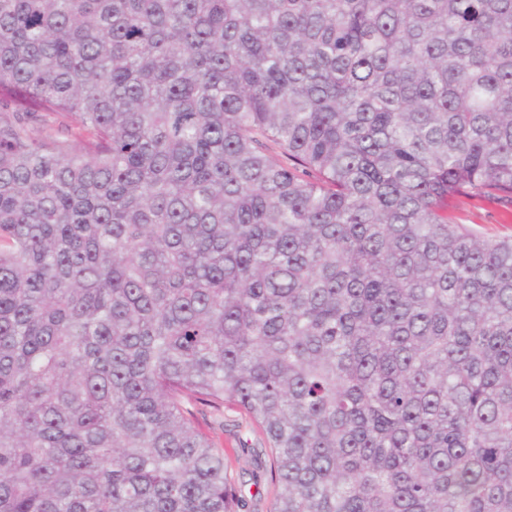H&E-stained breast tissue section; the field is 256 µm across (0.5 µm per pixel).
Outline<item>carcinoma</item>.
<instances>
[{"mask_svg":"<svg viewBox=\"0 0 512 512\" xmlns=\"http://www.w3.org/2000/svg\"><path fill=\"white\" fill-rule=\"evenodd\" d=\"M512 0H0V512H512ZM456 222L469 224L483 235L510 236L512 234V208L480 199L460 197L457 200ZM222 421L217 413L199 416L202 431L225 450L227 475L242 500L237 512H270L276 487L270 481L268 467L262 468L251 455L252 448H264V436L232 406L224 407V427Z\"/></svg>","mask_w":512,"mask_h":512,"instance_id":"obj_1","label":"carcinoma"}]
</instances>
